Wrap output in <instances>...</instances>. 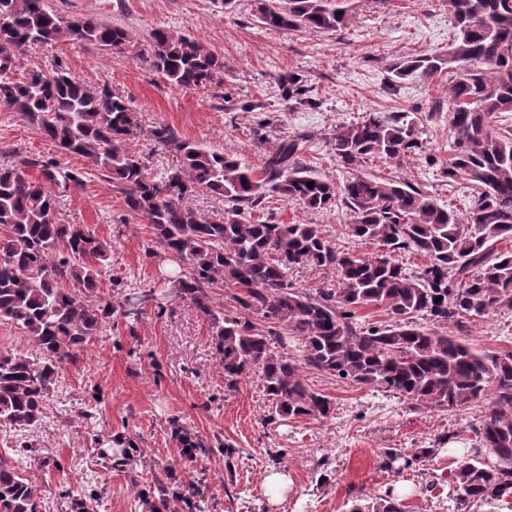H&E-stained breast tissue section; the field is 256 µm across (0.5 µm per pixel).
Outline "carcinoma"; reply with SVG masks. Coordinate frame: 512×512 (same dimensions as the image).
Wrapping results in <instances>:
<instances>
[{
  "instance_id": "cac0c4a2",
  "label": "carcinoma",
  "mask_w": 512,
  "mask_h": 512,
  "mask_svg": "<svg viewBox=\"0 0 512 512\" xmlns=\"http://www.w3.org/2000/svg\"><path fill=\"white\" fill-rule=\"evenodd\" d=\"M455 36L444 54L406 56L390 67L396 80L426 83L449 75L448 126L454 154L443 170L471 191L462 214L407 182L356 174L339 186L298 167L299 142L277 143L260 168L236 156L182 140L166 127L152 134L178 157L160 176L126 150L141 127L122 95L90 87L58 65L17 72L18 56L69 41L123 52L134 34L92 17H66L44 0H0V107L48 138L63 158L80 157L121 194L125 209L150 224L154 244L179 267L180 296L208 317L231 388L259 371L278 420L329 417L334 406L311 388L315 370L404 398L414 409L481 407L473 452L448 475L458 512L512 497V351L479 349L453 333L417 322L453 323L459 330L512 310V129L495 128L512 112V0H447ZM261 23L275 30L338 32L353 15L345 0H262ZM148 68L170 85L195 89L224 71L223 58L166 27L152 29ZM412 112H370L336 127V161L355 169L369 157L399 162L422 148ZM41 168L44 182L28 178ZM83 173L51 158L0 164V321L25 337V353L0 351V424H40L57 371L107 330L117 308L99 295L110 247L79 224H65L45 183H82ZM313 187H308V182ZM274 193L309 210L341 203L348 233L376 247L338 251L316 224L252 219ZM224 198V215L192 206L193 198ZM424 258L412 274L396 255ZM296 266L331 268L336 284L307 293L289 276ZM234 288L236 311L211 307L210 289ZM440 301H435L436 297ZM384 310L390 323L366 326L356 313ZM276 324L266 330L262 323ZM300 341L288 352V339ZM38 487L0 456V512H37ZM349 512H404L392 492L352 500Z\"/></svg>"
}]
</instances>
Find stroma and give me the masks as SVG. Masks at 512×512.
Listing matches in <instances>:
<instances>
[{"label": "stroma", "mask_w": 512, "mask_h": 512, "mask_svg": "<svg viewBox=\"0 0 512 512\" xmlns=\"http://www.w3.org/2000/svg\"><path fill=\"white\" fill-rule=\"evenodd\" d=\"M353 23L338 32L271 31L257 0H47L51 10L122 25L138 42L119 53L59 42L21 56L22 68L62 66L90 86L109 85L125 97L142 127L128 140L152 174L177 158L153 140L165 126L179 138L233 153L253 167L280 139L300 142V167L344 183L352 173L407 181L439 203L466 211L465 180L442 171L453 154L448 80L394 82L389 66L407 55L447 51L454 35L446 0H349ZM164 26L221 54L224 71L201 89L171 87L139 55L152 28ZM302 81L303 99L280 83ZM368 112H411L421 119L423 147L395 164L381 158L351 171L339 166L329 140L337 126ZM54 145L14 113L0 108V162L55 157ZM64 223L79 224L110 247L101 293L113 305L153 291L138 320L114 315L104 335L60 371L41 424L30 431L0 425V455L18 461L39 488L38 512H147V501L189 493L202 512H345L356 497L393 490L405 512H457L448 487L455 461L471 451L481 413L416 411L399 395L318 371L312 388L332 399L330 417L271 420L261 375L224 385V360L209 319L175 290L176 264L150 255L146 221L128 217L121 196L98 175L54 188ZM261 216L281 224H317L336 249L368 252L347 235L342 205L312 211L267 195ZM465 340L512 350V311L470 324ZM202 441L194 460L181 453L179 431ZM402 461L388 463L387 449ZM429 449L418 457L419 449ZM412 465H405V458ZM287 475L280 498L268 472Z\"/></svg>", "instance_id": "stroma-1"}]
</instances>
